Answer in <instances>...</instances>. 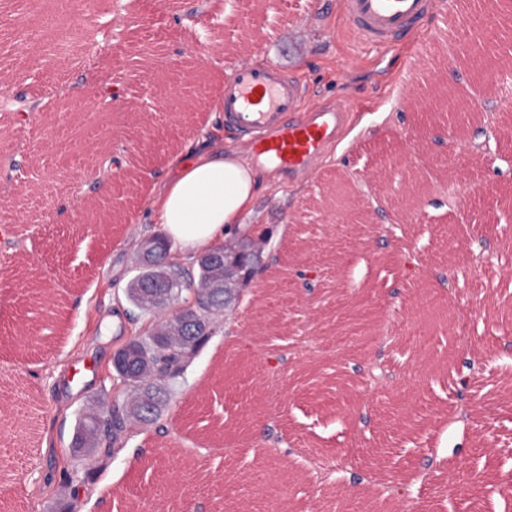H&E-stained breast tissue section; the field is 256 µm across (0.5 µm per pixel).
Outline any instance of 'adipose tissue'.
Instances as JSON below:
<instances>
[{"mask_svg": "<svg viewBox=\"0 0 512 512\" xmlns=\"http://www.w3.org/2000/svg\"><path fill=\"white\" fill-rule=\"evenodd\" d=\"M170 169L145 205L165 237L187 254L222 244L245 223L261 188L250 159L234 149L190 143L171 155Z\"/></svg>", "mask_w": 512, "mask_h": 512, "instance_id": "ef3b65f1", "label": "adipose tissue"}]
</instances>
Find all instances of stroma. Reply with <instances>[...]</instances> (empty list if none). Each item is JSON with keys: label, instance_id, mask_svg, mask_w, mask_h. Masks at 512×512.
<instances>
[{"label": "stroma", "instance_id": "obj_1", "mask_svg": "<svg viewBox=\"0 0 512 512\" xmlns=\"http://www.w3.org/2000/svg\"><path fill=\"white\" fill-rule=\"evenodd\" d=\"M487 0H435L421 32L399 52L364 43L343 18L338 0H0V77L10 80L17 107L0 109V476L7 512H98L115 496L123 512L143 502L223 501L235 489L244 512H355L351 485L305 483L304 457L347 455L365 463L383 449L384 470L368 471L363 490L377 491L389 474L458 450L457 459L484 473L470 490L432 469L410 512H507L512 485V352L501 339L499 313L474 311L473 296L497 294L512 304V89L477 75L456 33L463 15ZM30 18L40 34L21 43L15 19ZM273 60L301 79L311 104H345V126L306 176L262 179L245 224L230 242L252 240L279 250V267L246 284L250 300L228 308L207 345L187 364L179 393L159 425L129 432L97 464L73 458L79 422L111 404L117 391L112 352L147 332L146 316L124 290L139 272L140 245L161 232L141 200L167 170L172 150L215 138L248 144L214 110L225 72L245 60ZM116 87L107 102L87 80ZM453 95L483 108L449 121L418 100ZM29 110L21 122L17 110ZM463 137L465 150L447 160L435 138ZM501 152L488 164L486 150ZM125 165L110 190L93 192L107 155ZM17 170L5 167V160ZM464 195H456V188ZM401 225L399 249L414 254L418 272L404 285L402 267L380 248L378 230ZM487 239L502 254L486 270L470 251ZM321 271L312 287L297 272ZM448 272L441 285L436 271ZM365 310L370 323L394 319L387 348L396 379L379 398L352 386L367 412L360 427L339 407L324 406L308 381L332 358L301 346L318 337L332 348L337 316ZM471 325L472 348L489 350L473 392L493 415L471 430L444 431L457 402L437 365L465 356L454 337ZM297 348L288 369L265 359L279 337ZM89 362L80 382L56 369ZM277 420L290 451L287 467L267 461L261 427Z\"/></svg>", "mask_w": 512, "mask_h": 512}]
</instances>
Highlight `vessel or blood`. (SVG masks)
I'll use <instances>...</instances> for the list:
<instances>
[{"instance_id":"b4317fda","label":"vessel or blood","mask_w":512,"mask_h":512,"mask_svg":"<svg viewBox=\"0 0 512 512\" xmlns=\"http://www.w3.org/2000/svg\"><path fill=\"white\" fill-rule=\"evenodd\" d=\"M341 12L363 41L396 48L428 15L431 0H340ZM302 86L280 65L242 63L225 73L218 96L224 120L248 135L258 166L288 174L311 168L343 120L338 107L300 110Z\"/></svg>"}]
</instances>
